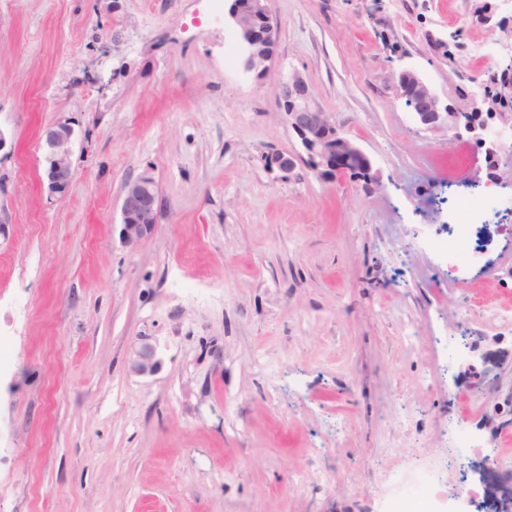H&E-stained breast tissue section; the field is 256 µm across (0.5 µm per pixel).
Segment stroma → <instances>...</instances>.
Returning <instances> with one entry per match:
<instances>
[{"instance_id":"1","label":"stroma","mask_w":512,"mask_h":512,"mask_svg":"<svg viewBox=\"0 0 512 512\" xmlns=\"http://www.w3.org/2000/svg\"><path fill=\"white\" fill-rule=\"evenodd\" d=\"M475 2L272 0L259 81L226 0H0V512H379L377 460L450 464L468 399L481 460L512 458V324L460 323L512 306V209L475 226L485 265L467 283L410 246L447 234L449 194L474 181L512 199V154L493 165L421 124L397 84L408 67L470 109L512 55V24L457 28ZM453 31L461 50L434 53L428 33ZM288 74L377 181L263 168L300 150ZM60 118L75 175L50 199L39 133ZM142 176L160 218L128 247L121 197ZM454 335L474 367L452 395ZM146 344L157 366L138 374ZM263 166L270 172H278L279 178L286 180L296 168V159L292 155L269 152L263 156Z\"/></svg>"}]
</instances>
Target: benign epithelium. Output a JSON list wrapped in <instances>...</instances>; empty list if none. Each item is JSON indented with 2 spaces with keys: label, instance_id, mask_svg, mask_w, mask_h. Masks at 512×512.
Segmentation results:
<instances>
[{
  "label": "benign epithelium",
  "instance_id": "benign-epithelium-1",
  "mask_svg": "<svg viewBox=\"0 0 512 512\" xmlns=\"http://www.w3.org/2000/svg\"><path fill=\"white\" fill-rule=\"evenodd\" d=\"M498 4L491 0H480L472 14L478 25L493 28L500 25L497 20ZM228 22L234 30L243 69L256 77L266 76L276 54L277 20L271 9V0H232L228 11ZM496 90L486 92V80H478L473 97L478 105L470 111H454L440 106L436 95L417 74L402 68L397 74L402 97L419 99L421 112L417 113L424 125L440 121L459 135L463 132L474 135L485 148L486 157L495 159L503 149L499 139H486L484 133L488 120L499 119L508 123L512 130V64L494 71ZM278 104L288 117V125L305 153V163L319 178L333 180L351 169L368 174L372 170L369 158L350 140L341 135L328 113L321 111L313 100L308 84L294 75L277 85ZM74 129L66 119H60L46 127L39 139L45 150V172L41 187L51 197L65 196L72 185L74 164L71 144ZM263 166L270 172H278L286 180L296 168L292 155L269 152L263 156ZM120 237L128 246H136L151 234L158 223L159 195L155 182L149 177H140L126 183L121 205ZM153 351L146 347L132 369L137 373L154 370Z\"/></svg>",
  "mask_w": 512,
  "mask_h": 512
}]
</instances>
